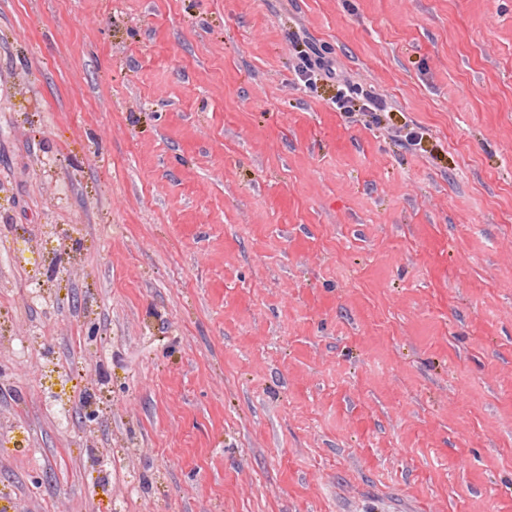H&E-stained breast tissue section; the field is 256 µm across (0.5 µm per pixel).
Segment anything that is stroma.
Wrapping results in <instances>:
<instances>
[{
  "mask_svg": "<svg viewBox=\"0 0 512 512\" xmlns=\"http://www.w3.org/2000/svg\"><path fill=\"white\" fill-rule=\"evenodd\" d=\"M0 512H512V0H0ZM298 71L308 82H336V96L332 98V104L340 112L350 114L357 111L376 118L379 116L376 112L387 111L386 102L376 93L337 75L335 60L328 56L304 57Z\"/></svg>",
  "mask_w": 512,
  "mask_h": 512,
  "instance_id": "obj_1",
  "label": "stroma"
}]
</instances>
